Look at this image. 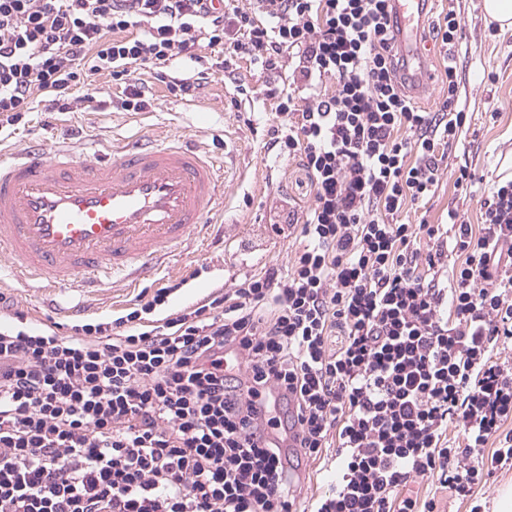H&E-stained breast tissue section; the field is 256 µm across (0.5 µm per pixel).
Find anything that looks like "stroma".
<instances>
[{"instance_id":"stroma-1","label":"stroma","mask_w":512,"mask_h":512,"mask_svg":"<svg viewBox=\"0 0 512 512\" xmlns=\"http://www.w3.org/2000/svg\"><path fill=\"white\" fill-rule=\"evenodd\" d=\"M453 4L463 21L462 37L455 47L461 77L458 105L471 119L458 147L448 157L449 170L425 212L411 210L405 214V221L411 223L422 218L431 224L444 222L447 208L455 207L468 223L479 224L477 197L456 189L452 172L468 166L482 188L488 189L502 173L504 155L512 153V29L502 30L488 21L483 0H453ZM418 49L429 79L411 87L410 93L419 106L432 110L443 94L440 49L430 40L419 42ZM240 74L252 94L237 108L230 105L232 85L217 72L201 98L193 102L175 98L163 84L154 83L151 108L138 114L124 111L116 103L117 90L106 75L97 77L95 85L98 99L107 101V108L88 109L76 101L71 111L55 114L50 120L38 109L26 113L0 146L17 147L30 137L52 139L75 123L90 141L108 142L136 131L150 135L162 131L186 135L226 156L224 235L204 245H189L183 262L135 288L117 280L94 293L66 288L50 303L38 288L17 282L4 268L0 270V291L33 319L65 326L75 319L98 321L124 315L140 297L153 295L157 288L170 283L179 286L174 301L188 304L212 289L232 284L235 277L272 263L287 265L288 239L273 230L272 209L282 199L308 204L310 181L296 162L277 158L268 148L267 131L275 123V114L265 95L267 74L246 65ZM508 484L512 485V465L498 469L471 498L443 495L441 507L443 512H471L475 506L480 512H492L494 497Z\"/></svg>"}]
</instances>
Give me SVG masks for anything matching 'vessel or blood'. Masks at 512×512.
I'll return each mask as SVG.
<instances>
[{
  "label": "vessel or blood",
  "instance_id": "1",
  "mask_svg": "<svg viewBox=\"0 0 512 512\" xmlns=\"http://www.w3.org/2000/svg\"><path fill=\"white\" fill-rule=\"evenodd\" d=\"M429 0H395L411 79ZM224 162L179 134H134L77 153L69 141L0 149V259L46 291L135 285L203 236L224 208Z\"/></svg>",
  "mask_w": 512,
  "mask_h": 512
}]
</instances>
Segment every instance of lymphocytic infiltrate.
<instances>
[{
    "label": "lymphocytic infiltrate",
    "mask_w": 512,
    "mask_h": 512,
    "mask_svg": "<svg viewBox=\"0 0 512 512\" xmlns=\"http://www.w3.org/2000/svg\"><path fill=\"white\" fill-rule=\"evenodd\" d=\"M398 31L393 0H0V129L80 86L94 103L99 74L127 112L144 71L185 101L214 70L241 94L245 60L287 73L269 144L312 192L287 266L179 309L170 285L63 336L0 292V512H439L512 462V179L481 224L403 221L467 114L453 59L417 105ZM328 456L330 490L298 501Z\"/></svg>",
    "instance_id": "obj_1"
}]
</instances>
